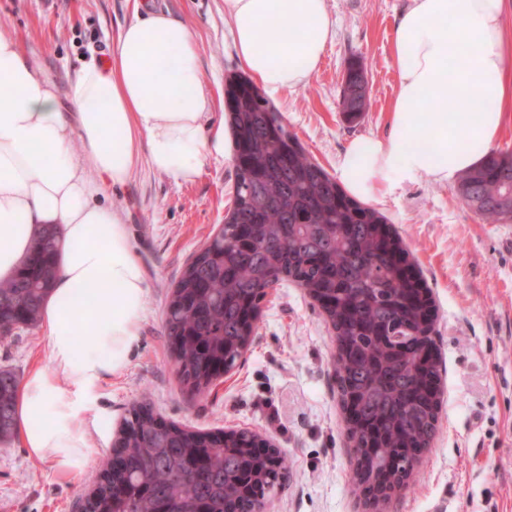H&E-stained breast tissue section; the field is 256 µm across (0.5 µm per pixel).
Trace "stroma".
Returning a JSON list of instances; mask_svg holds the SVG:
<instances>
[{
    "mask_svg": "<svg viewBox=\"0 0 512 512\" xmlns=\"http://www.w3.org/2000/svg\"><path fill=\"white\" fill-rule=\"evenodd\" d=\"M0 0V36L18 40L66 91L90 60L110 58L137 0ZM183 21L197 40L201 80L212 120L225 116L224 85L240 62L224 0H150ZM410 0H326L335 22L322 62L296 89L269 94L290 132L328 172L352 140L387 139L398 73L395 28ZM368 74L370 108L355 122L339 110L342 73L351 56ZM233 155L210 158L198 178L180 184L140 157L127 184L102 195L128 227L148 284L140 336L123 369L96 390L91 421L117 433L129 409L148 404L165 420L196 429L247 430L272 440L288 461L282 489L267 512H365L353 488L355 453L343 430L336 390V340L317 303L295 283L270 289L253 340L237 366L192 398L180 388L163 334L167 294L191 258L224 223L232 206ZM369 204L402 236L432 289L434 340L442 360L443 407L438 435L415 466L416 480L385 512H512V223L485 224L458 198L455 186L401 180ZM40 326L0 341V367L18 378L46 365ZM110 444H97L76 474L29 457L19 438L0 445V512H78Z\"/></svg>",
    "mask_w": 512,
    "mask_h": 512,
    "instance_id": "stroma-1",
    "label": "stroma"
}]
</instances>
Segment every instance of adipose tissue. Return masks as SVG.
<instances>
[{
  "label": "adipose tissue",
  "instance_id": "1",
  "mask_svg": "<svg viewBox=\"0 0 512 512\" xmlns=\"http://www.w3.org/2000/svg\"><path fill=\"white\" fill-rule=\"evenodd\" d=\"M507 0H411L393 39L398 73L393 132L351 143L338 178L366 200L396 179L453 182L476 166L512 111ZM243 71L267 91L317 72L334 22L326 0H224ZM295 29L261 44L271 22ZM199 75L195 37L165 12L125 24L112 60L85 64L66 94L20 44L0 37V279L24 261L37 232L61 239L54 288L41 311L47 366L20 384L23 448L58 471L87 465L96 432L72 421L97 386L123 368L140 336L147 284L122 216L99 198L131 178L140 155L179 183L222 156L223 124Z\"/></svg>",
  "mask_w": 512,
  "mask_h": 512
}]
</instances>
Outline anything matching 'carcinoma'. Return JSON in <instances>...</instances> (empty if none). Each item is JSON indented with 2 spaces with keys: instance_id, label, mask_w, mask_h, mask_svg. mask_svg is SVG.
Instances as JSON below:
<instances>
[{
  "instance_id": "carcinoma-1",
  "label": "carcinoma",
  "mask_w": 512,
  "mask_h": 512,
  "mask_svg": "<svg viewBox=\"0 0 512 512\" xmlns=\"http://www.w3.org/2000/svg\"><path fill=\"white\" fill-rule=\"evenodd\" d=\"M340 107L353 123L369 108L358 58L344 68ZM224 112L232 132L234 204L224 225L172 288L163 333L182 385L201 395L243 356L267 289L291 281L321 307L337 343L336 384L355 448L375 449L376 478L409 479L411 461L438 430L439 362L429 288L387 218L350 197L290 133L243 75L229 77ZM456 194L484 222H512V153L490 150ZM57 233H38L17 273L0 281V339L38 323L57 275ZM401 327L416 338L389 344ZM18 378L0 368V442L15 433ZM288 465L260 454L253 435L224 439L132 406L80 512H255Z\"/></svg>"
}]
</instances>
